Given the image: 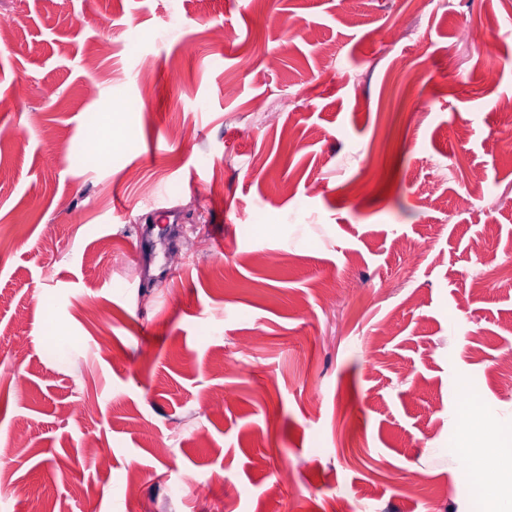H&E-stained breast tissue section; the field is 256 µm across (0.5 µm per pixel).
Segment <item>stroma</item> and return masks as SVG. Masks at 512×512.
I'll use <instances>...</instances> for the list:
<instances>
[{
  "mask_svg": "<svg viewBox=\"0 0 512 512\" xmlns=\"http://www.w3.org/2000/svg\"><path fill=\"white\" fill-rule=\"evenodd\" d=\"M1 17L0 512H336L341 491L347 512H476L461 413L473 395L512 422L500 0ZM176 223L199 267L170 263Z\"/></svg>",
  "mask_w": 512,
  "mask_h": 512,
  "instance_id": "obj_1",
  "label": "stroma"
}]
</instances>
